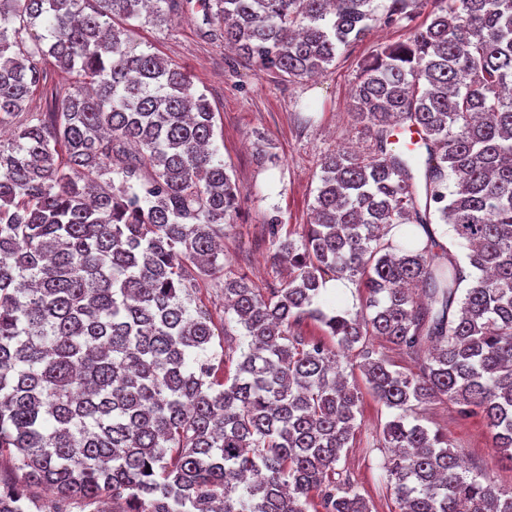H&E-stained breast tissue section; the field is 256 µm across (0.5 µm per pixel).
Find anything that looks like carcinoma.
Listing matches in <instances>:
<instances>
[{
  "label": "carcinoma",
  "mask_w": 512,
  "mask_h": 512,
  "mask_svg": "<svg viewBox=\"0 0 512 512\" xmlns=\"http://www.w3.org/2000/svg\"><path fill=\"white\" fill-rule=\"evenodd\" d=\"M374 0H214L224 43L282 78L325 71ZM423 0H390L411 22ZM175 0H0V512H51L112 494V512H370L336 469L360 391L359 350L400 512H512V490L462 466L409 421L445 399L481 413L512 461V0H432L431 21L359 65L354 115L374 140L326 158L300 244L267 225L292 276L261 292L224 274L239 185L213 146L192 75L141 47L137 22ZM74 74L44 112L48 73ZM422 144L395 148L394 128ZM466 242L460 254L433 220ZM365 289V310L323 308L322 273ZM241 327L233 377L211 353L202 281ZM308 317L336 348L294 334ZM381 336L414 363L369 346ZM46 68L49 71L47 84L35 91L32 101L29 102L30 109L35 112H42L43 110H46V94H50V90L52 88L65 86L70 81V76L68 74L63 73L58 69H53L49 63L46 64Z\"/></svg>",
  "instance_id": "carcinoma-1"
}]
</instances>
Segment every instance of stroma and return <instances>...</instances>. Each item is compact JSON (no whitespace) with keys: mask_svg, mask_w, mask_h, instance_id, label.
<instances>
[{"mask_svg":"<svg viewBox=\"0 0 512 512\" xmlns=\"http://www.w3.org/2000/svg\"><path fill=\"white\" fill-rule=\"evenodd\" d=\"M201 4L177 0L168 22L142 26L137 35L152 52L186 67L216 114L214 142L243 190L224 237L226 271L246 275L260 289L278 287L287 274L273 259L267 224L278 219L282 236L300 240L311 220L325 157L347 146L372 152L371 137L352 113L359 64L378 45L405 39L432 7L424 5L409 25L371 21L361 39L337 50L322 74L287 81L225 45L218 29L204 25ZM265 150L276 154L277 163L261 159ZM389 415L369 389H362L361 429L339 462L370 512H398L382 467L387 451L381 431ZM411 419L447 435L470 470L512 490V461L494 448L481 416H463L448 402L434 401Z\"/></svg>","mask_w":512,"mask_h":512,"instance_id":"1","label":"stroma"}]
</instances>
